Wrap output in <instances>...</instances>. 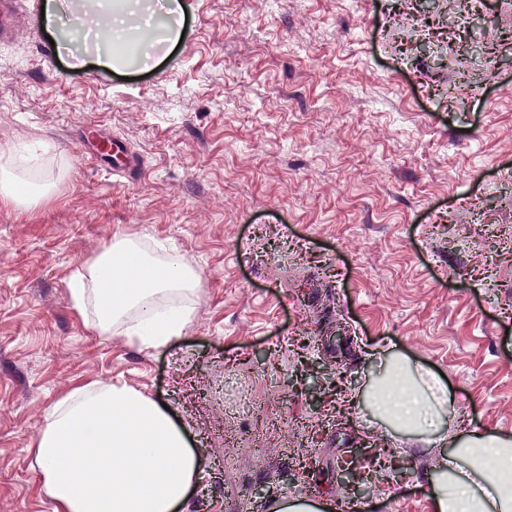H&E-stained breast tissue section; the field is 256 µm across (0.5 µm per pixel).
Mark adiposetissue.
I'll list each match as a JSON object with an SVG mask.
<instances>
[{"mask_svg": "<svg viewBox=\"0 0 512 512\" xmlns=\"http://www.w3.org/2000/svg\"><path fill=\"white\" fill-rule=\"evenodd\" d=\"M92 26L108 22L124 43L139 22L158 19L152 0H99ZM49 185H23L14 154L0 156V200L36 205ZM198 275L182 257L149 254L135 238H114L68 283L74 309L101 336L121 333L154 349L182 335L194 310L186 296ZM447 397L399 369L374 400L381 416L429 436L441 431ZM40 489L54 512H180L199 477L201 455L164 407L127 385L73 388L46 412L30 445ZM434 512H512V439L476 435L455 444L431 489Z\"/></svg>", "mask_w": 512, "mask_h": 512, "instance_id": "adipose-tissue-1", "label": "adipose tissue"}]
</instances>
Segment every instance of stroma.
Masks as SVG:
<instances>
[{
  "instance_id": "35a3bbf8",
  "label": "stroma",
  "mask_w": 512,
  "mask_h": 512,
  "mask_svg": "<svg viewBox=\"0 0 512 512\" xmlns=\"http://www.w3.org/2000/svg\"><path fill=\"white\" fill-rule=\"evenodd\" d=\"M40 3L0 17V151L60 149L49 201L0 202V512H54L29 444L91 380L186 426L203 459L187 512H270L309 486L333 512H432L452 442L512 437V0H474L476 25L431 12L418 57L397 19L422 0H184L182 42L141 65L131 33L117 70L72 66L90 0H66L62 48ZM113 138L128 174L87 150ZM119 236L201 275L167 348L96 335L72 306L69 277ZM396 360L447 387V442L369 406ZM357 459L374 479L353 496Z\"/></svg>"
}]
</instances>
